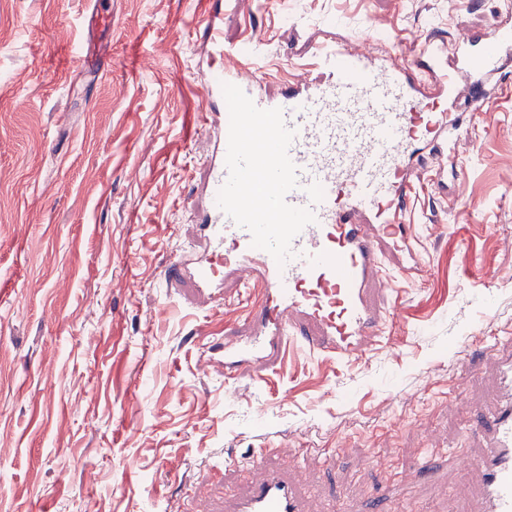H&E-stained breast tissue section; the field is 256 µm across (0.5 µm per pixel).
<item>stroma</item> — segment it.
I'll return each mask as SVG.
<instances>
[{
    "mask_svg": "<svg viewBox=\"0 0 512 512\" xmlns=\"http://www.w3.org/2000/svg\"><path fill=\"white\" fill-rule=\"evenodd\" d=\"M89 0H0V512H186L234 486L224 455L278 446L296 458L307 512L385 494L413 512H479L460 456L494 403L489 360L462 340L512 334V67L484 123L464 129L441 196L424 154L408 218L424 255L379 302L385 338L338 363L290 350L263 371H202L212 340L247 335V310L196 299L175 255L199 249L203 112L225 52L258 42L260 94L287 88L316 40L421 68L430 36L507 20L505 0H112V71L85 82L76 50ZM459 387L457 409L448 385ZM432 458V475L395 469Z\"/></svg>",
    "mask_w": 512,
    "mask_h": 512,
    "instance_id": "obj_1",
    "label": "stroma"
}]
</instances>
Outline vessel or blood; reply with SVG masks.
Masks as SVG:
<instances>
[{
    "label": "vessel or blood",
    "mask_w": 512,
    "mask_h": 512,
    "mask_svg": "<svg viewBox=\"0 0 512 512\" xmlns=\"http://www.w3.org/2000/svg\"><path fill=\"white\" fill-rule=\"evenodd\" d=\"M111 28V6L93 0L80 51L87 71H111L112 53L98 40ZM421 53L430 63L424 76L324 37L276 99L254 94L247 51L205 84L204 98L232 96L235 109L200 116V130L224 134L204 184L207 248L190 274L209 299L225 279L232 298L260 291L250 335L224 338L225 377L245 364L260 371L290 345L350 362L382 339L380 288L422 269L419 237L405 221L417 156L425 147L446 154L460 137L447 113L428 111L425 79L462 99L471 120L483 118L502 92L497 74L512 65V24L464 34L449 66L438 38ZM488 350L498 404L477 416L472 432L486 450L469 464L481 474V512H512V336L491 337ZM225 465L245 471L246 485L224 512H305L291 460L230 455Z\"/></svg>",
    "instance_id": "1"
}]
</instances>
